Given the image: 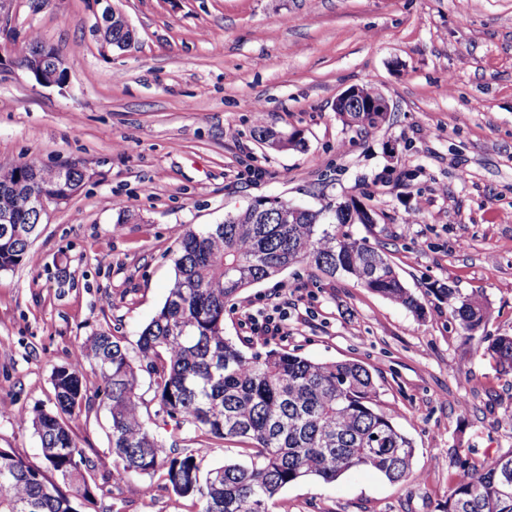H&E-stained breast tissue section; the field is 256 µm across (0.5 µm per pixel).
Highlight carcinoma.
<instances>
[{
  "mask_svg": "<svg viewBox=\"0 0 512 512\" xmlns=\"http://www.w3.org/2000/svg\"><path fill=\"white\" fill-rule=\"evenodd\" d=\"M100 35L122 50L131 31L104 25ZM40 46L42 41L30 36L16 51L17 64L28 67ZM336 113L347 126L374 129V112H345L339 105ZM256 134L280 149L304 147L297 130L278 134L259 127ZM34 166L35 161L24 160L0 171V210L15 218L13 224L0 223V271L30 260L42 219L32 192L70 197L82 186L83 166L75 160L62 171L41 167L37 179L15 188ZM372 218V211L326 215L283 198L264 204L256 199L220 224L188 228L177 243L173 285L142 329L136 356H130L122 337L101 329L54 367V409L36 407L23 417L38 438L45 469L11 454L1 457L0 512H78L77 506L94 502L98 486L87 480L89 463L69 425L89 411L93 398L110 419L115 469L150 479L161 474L175 494L197 499L199 512H270L269 503L292 484L331 483L360 468L393 483L406 480L415 448L398 426L396 412L377 403L369 369L276 348L248 353L224 336L226 304L297 263L329 276L341 273L423 315V304L385 254L349 231L351 224L372 225ZM435 293L448 304V319L477 341L499 371L512 368V335H480L491 318L484 299L444 286ZM87 366L97 377L92 396L83 374ZM141 371L155 385V416L175 423L167 437L143 419ZM185 425L206 440L240 439L247 460L203 468L194 455L175 452ZM47 470L57 479L48 478ZM444 512H512V450L460 472Z\"/></svg>",
  "mask_w": 512,
  "mask_h": 512,
  "instance_id": "cac0c4a2",
  "label": "carcinoma"
}]
</instances>
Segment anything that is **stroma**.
<instances>
[{"label": "stroma", "mask_w": 512, "mask_h": 512, "mask_svg": "<svg viewBox=\"0 0 512 512\" xmlns=\"http://www.w3.org/2000/svg\"><path fill=\"white\" fill-rule=\"evenodd\" d=\"M109 3L134 31L122 50L95 31ZM9 18L0 170L78 159L86 179L43 215L29 262L0 272V405L12 409L0 415V448L43 467L21 417L52 408L54 366L101 328L136 352L184 231L281 197L373 209L375 225L353 234L384 249L426 314L306 264L226 305L225 336L255 350L365 365L415 447L404 481L367 469L310 479L270 512H442L462 463L512 450V374L476 352L434 292L485 298V336L512 335V0H12ZM33 32L65 58L63 85L16 65L15 45ZM365 84L390 103L369 132L336 112L345 90ZM260 124L300 131L305 145L271 149ZM249 304L282 311L281 332L252 335ZM72 429L100 476L111 458L105 411ZM182 435L203 466L244 459L237 439ZM197 509L162 478L116 474L80 512Z\"/></svg>", "instance_id": "obj_1"}]
</instances>
